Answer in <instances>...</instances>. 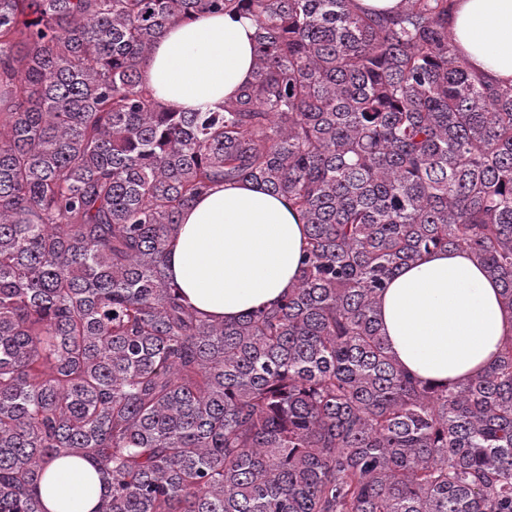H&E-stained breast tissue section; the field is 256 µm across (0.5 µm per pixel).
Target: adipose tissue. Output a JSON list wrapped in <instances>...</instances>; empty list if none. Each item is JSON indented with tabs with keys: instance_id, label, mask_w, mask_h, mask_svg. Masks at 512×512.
I'll list each match as a JSON object with an SVG mask.
<instances>
[{
	"instance_id": "1",
	"label": "adipose tissue",
	"mask_w": 512,
	"mask_h": 512,
	"mask_svg": "<svg viewBox=\"0 0 512 512\" xmlns=\"http://www.w3.org/2000/svg\"><path fill=\"white\" fill-rule=\"evenodd\" d=\"M459 54L492 83H512V0H453ZM253 20L214 14L171 25L141 66L163 104L219 109L251 82ZM305 225L287 198L255 182L220 183L181 217L168 273L182 295L216 322L273 306L298 272ZM389 347L414 378L435 384L479 375L512 338L498 284L465 251H435L402 269L379 302ZM45 512H97L101 484L82 457L53 459L33 487Z\"/></svg>"
}]
</instances>
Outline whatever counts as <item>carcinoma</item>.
Segmentation results:
<instances>
[{
	"label": "carcinoma",
	"mask_w": 512,
	"mask_h": 512,
	"mask_svg": "<svg viewBox=\"0 0 512 512\" xmlns=\"http://www.w3.org/2000/svg\"><path fill=\"white\" fill-rule=\"evenodd\" d=\"M452 0H0V512L46 464L97 467L102 512H512V339L435 385L378 302L466 250L512 310V83L455 50ZM239 12L255 78L219 111L160 105L172 24ZM288 198L295 286L212 322L166 273L218 181Z\"/></svg>",
	"instance_id": "1"
}]
</instances>
